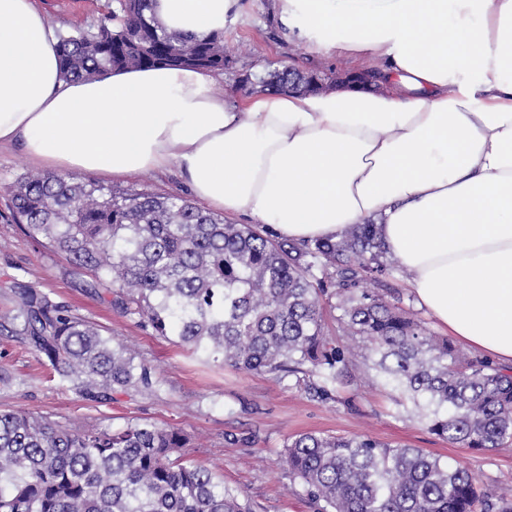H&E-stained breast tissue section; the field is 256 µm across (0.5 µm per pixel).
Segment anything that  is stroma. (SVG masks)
Masks as SVG:
<instances>
[{
  "mask_svg": "<svg viewBox=\"0 0 512 512\" xmlns=\"http://www.w3.org/2000/svg\"><path fill=\"white\" fill-rule=\"evenodd\" d=\"M270 2L238 0L237 15L224 28V46L237 59L234 69L223 74L224 93L231 100L243 99L236 85L240 74L246 72L261 74L286 66L303 72L350 66L349 60L318 54L297 38L271 13ZM37 4L55 30L71 32L96 23L112 0H37ZM43 171L20 146L0 147V285L15 278L22 280L103 326L107 335L124 340L154 367L163 390L156 395L118 392L109 402L87 401L52 378L48 367L27 346L0 335V365L15 378L11 385H0V411L23 409L85 428H119L132 420L177 426L191 439L188 455L213 471L225 486L242 491L253 512H317L280 457L284 439L302 433L368 435L381 442L420 448L465 467L493 502L512 500V441L494 451L480 452L430 433L396 405L395 391L368 381L364 344L358 338L348 339L335 312H326V329L336 340L351 343L355 366L339 388L337 401L323 402L291 377L280 380L202 364L174 338L154 335L140 327L136 317L123 315L101 301L89 286L90 275L74 269L65 256L47 251L7 220L11 185L24 175ZM110 185L115 189L134 186L156 194L190 193L175 170L144 172L111 180ZM381 292L413 312L432 335L447 337V330L418 308L402 267H395L385 278Z\"/></svg>",
  "mask_w": 512,
  "mask_h": 512,
  "instance_id": "stroma-1",
  "label": "stroma"
}]
</instances>
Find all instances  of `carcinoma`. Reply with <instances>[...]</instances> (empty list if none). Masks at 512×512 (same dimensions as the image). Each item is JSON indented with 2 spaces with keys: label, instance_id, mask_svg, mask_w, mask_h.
<instances>
[{
  "label": "carcinoma",
  "instance_id": "carcinoma-1",
  "mask_svg": "<svg viewBox=\"0 0 512 512\" xmlns=\"http://www.w3.org/2000/svg\"><path fill=\"white\" fill-rule=\"evenodd\" d=\"M67 79L113 69L224 71L223 36L166 29L154 0H112L89 28L59 35ZM314 74L244 75L245 93L319 91ZM12 213L32 240L62 254L112 295V308L206 362L293 376L322 401L336 399L352 352L328 336L323 305L365 342L364 360L398 392L397 405L431 433L478 451L512 440V374L468 358L414 314L370 291L393 269L379 225L338 240L292 242L268 224H228L179 194L105 187L89 176L29 175L11 186ZM0 332L45 357L95 402L117 391L157 394L163 381L124 341L15 279ZM175 426L130 422L86 429L22 410L0 412V512H252L241 491L186 458ZM281 457L319 512H492L468 470L420 448L367 435L289 437Z\"/></svg>",
  "mask_w": 512,
  "mask_h": 512
}]
</instances>
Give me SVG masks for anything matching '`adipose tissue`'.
I'll use <instances>...</instances> for the list:
<instances>
[{
  "label": "adipose tissue",
  "instance_id": "adipose-tissue-1",
  "mask_svg": "<svg viewBox=\"0 0 512 512\" xmlns=\"http://www.w3.org/2000/svg\"><path fill=\"white\" fill-rule=\"evenodd\" d=\"M237 0H156L171 30H223ZM379 90L230 101L193 68L64 78L36 0H0V145L43 165L128 178L177 167L212 209L295 242L375 222L418 305L512 369V0H273Z\"/></svg>",
  "mask_w": 512,
  "mask_h": 512
}]
</instances>
